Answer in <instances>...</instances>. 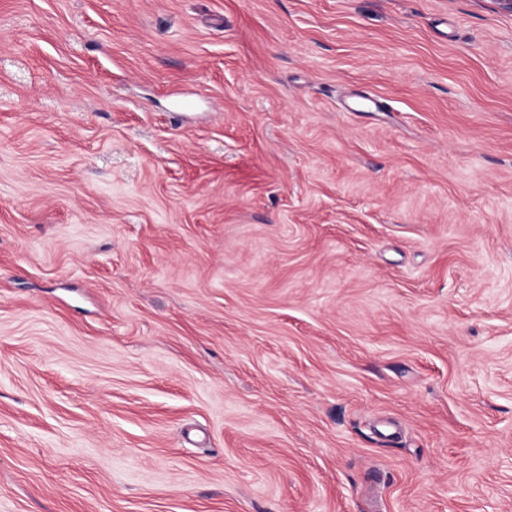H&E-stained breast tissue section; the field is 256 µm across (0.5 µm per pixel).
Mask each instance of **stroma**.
Listing matches in <instances>:
<instances>
[{
    "instance_id": "stroma-1",
    "label": "stroma",
    "mask_w": 512,
    "mask_h": 512,
    "mask_svg": "<svg viewBox=\"0 0 512 512\" xmlns=\"http://www.w3.org/2000/svg\"><path fill=\"white\" fill-rule=\"evenodd\" d=\"M0 512H512V14L0 0Z\"/></svg>"
}]
</instances>
